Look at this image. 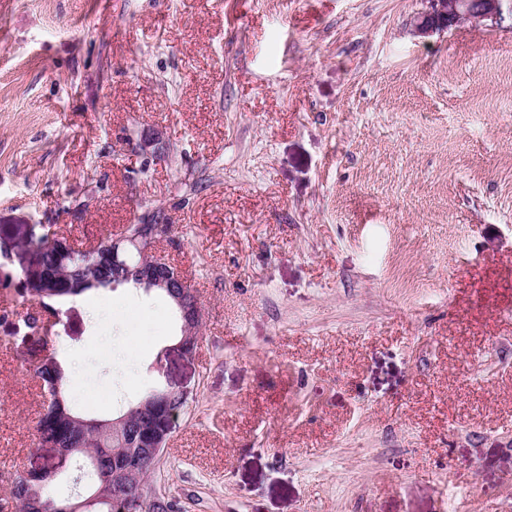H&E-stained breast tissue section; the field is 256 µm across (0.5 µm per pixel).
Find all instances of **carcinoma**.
<instances>
[{
    "label": "carcinoma",
    "mask_w": 512,
    "mask_h": 512,
    "mask_svg": "<svg viewBox=\"0 0 512 512\" xmlns=\"http://www.w3.org/2000/svg\"><path fill=\"white\" fill-rule=\"evenodd\" d=\"M64 240L65 237L50 225H33L24 247L36 255L43 277L21 286L19 295L22 299L40 298L45 306L49 300L73 299L112 288V261L109 259L112 235H107L96 249L65 246ZM44 288L48 293L36 296V291ZM33 377L46 397L35 427L39 443L68 448L71 455L82 460L92 476L84 495L99 499L97 512H126L139 480L128 478L114 487L112 467L122 463L121 449L131 450V445L139 439L143 415H132L127 426L119 432L112 431L110 427L85 429L75 422L80 414L73 409L67 397L64 370L41 364L34 369ZM10 498L24 509L31 502H37L43 512H67L78 503L75 498L54 495L50 487L41 485L33 475L15 477L10 483Z\"/></svg>",
    "instance_id": "obj_1"
}]
</instances>
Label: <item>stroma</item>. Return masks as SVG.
<instances>
[{
	"instance_id": "obj_1",
	"label": "stroma",
	"mask_w": 512,
	"mask_h": 512,
	"mask_svg": "<svg viewBox=\"0 0 512 512\" xmlns=\"http://www.w3.org/2000/svg\"><path fill=\"white\" fill-rule=\"evenodd\" d=\"M429 8L0 0V235L160 215L204 313L189 361L125 287L32 336L0 265V471L48 454L49 348L90 417L187 391L150 479L175 512H512V13L416 37Z\"/></svg>"
}]
</instances>
